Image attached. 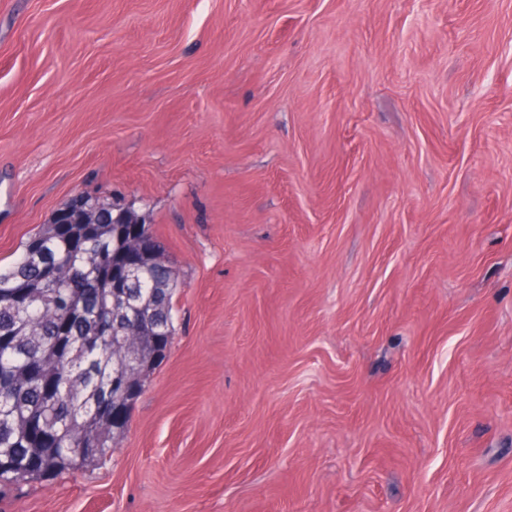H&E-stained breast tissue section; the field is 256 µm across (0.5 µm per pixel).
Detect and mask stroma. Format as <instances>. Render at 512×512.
I'll use <instances>...</instances> for the list:
<instances>
[{
  "mask_svg": "<svg viewBox=\"0 0 512 512\" xmlns=\"http://www.w3.org/2000/svg\"><path fill=\"white\" fill-rule=\"evenodd\" d=\"M78 192L174 336L0 512H512V0H0V266Z\"/></svg>",
  "mask_w": 512,
  "mask_h": 512,
  "instance_id": "1",
  "label": "stroma"
}]
</instances>
